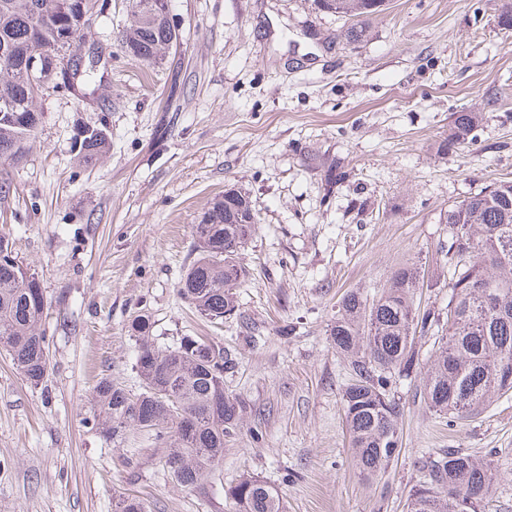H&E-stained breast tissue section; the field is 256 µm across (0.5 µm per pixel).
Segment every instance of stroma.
I'll list each match as a JSON object with an SVG mask.
<instances>
[{"instance_id": "1", "label": "stroma", "mask_w": 512, "mask_h": 512, "mask_svg": "<svg viewBox=\"0 0 512 512\" xmlns=\"http://www.w3.org/2000/svg\"><path fill=\"white\" fill-rule=\"evenodd\" d=\"M501 4L386 0L349 41L346 20L312 0H170L181 45L152 68L116 41L129 0H107L81 33L103 50L96 96L49 92L22 159L0 161V237L46 291L51 362L33 386L0 347V512H114L121 494L148 512H236L224 489L246 474L277 488L286 512H406L443 448L491 460L486 512H512V395L452 426L425 407L420 375L395 377L402 448L367 481L350 462V374L329 335L345 293L378 297L407 262L424 269L421 309L447 318V214L512 182ZM464 109L483 119L445 151ZM88 125L109 149L85 165L72 145ZM229 188L259 224L239 312L215 329L177 286L196 224ZM139 314L159 344L212 336L235 359L224 389L252 413L201 488L173 481L145 434L115 442L93 421L101 378L139 389Z\"/></svg>"}]
</instances>
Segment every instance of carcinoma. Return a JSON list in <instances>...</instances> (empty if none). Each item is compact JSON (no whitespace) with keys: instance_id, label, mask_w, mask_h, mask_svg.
Listing matches in <instances>:
<instances>
[{"instance_id":"cac0c4a2","label":"carcinoma","mask_w":512,"mask_h":512,"mask_svg":"<svg viewBox=\"0 0 512 512\" xmlns=\"http://www.w3.org/2000/svg\"><path fill=\"white\" fill-rule=\"evenodd\" d=\"M84 0H0V99L14 108L0 110V160L21 157L26 141L44 121L40 100L56 87L48 70L33 86L28 61L75 26ZM131 0L120 46L128 55L157 64L176 27L164 4L144 11ZM339 17L355 19L377 12L379 0H331ZM479 122L476 112H456L444 146L465 141ZM106 145L103 129L86 127L73 151L85 163ZM448 336L437 342L423 377L426 406L465 423L494 399L512 391L502 373L512 371V182L482 190L448 210ZM257 214L249 196L231 189L213 202L196 225L198 256L179 283L178 294L214 323L235 312L234 290L247 276L240 252L256 233ZM423 284L421 267L408 263L394 272L381 295L370 302L359 291L347 293L330 336L336 353L354 375L342 394L351 438V463L366 480L385 471L402 446L401 409L390 396L393 375L409 376L419 366L414 340L437 322L415 305ZM48 301L37 278L12 257L0 238V344L32 385L50 365L49 339L40 330ZM136 340L134 369L140 392L101 379L94 418L112 441L130 429L165 445L163 466L178 485L200 486L224 461V440L241 432L249 404L224 391L232 355L207 336H182L172 346L154 342L145 315L131 321ZM427 474L413 487L408 512H484L492 487L491 466L454 448L425 462ZM238 512H284L278 490L250 475L224 489ZM116 512H147L136 497L122 496Z\"/></svg>"}]
</instances>
